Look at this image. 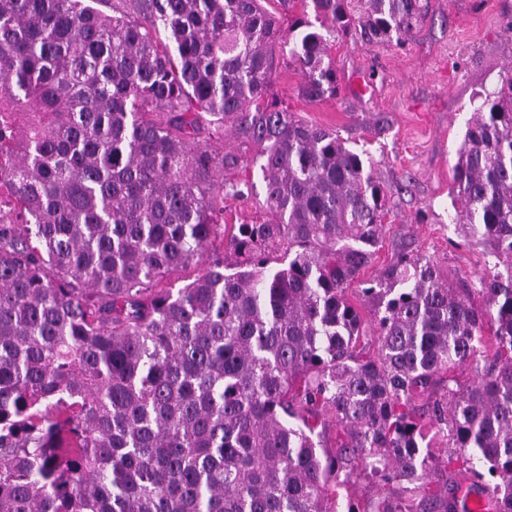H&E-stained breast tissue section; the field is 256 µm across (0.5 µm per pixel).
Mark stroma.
<instances>
[{
    "label": "stroma",
    "mask_w": 512,
    "mask_h": 512,
    "mask_svg": "<svg viewBox=\"0 0 512 512\" xmlns=\"http://www.w3.org/2000/svg\"><path fill=\"white\" fill-rule=\"evenodd\" d=\"M424 21L401 46L337 36L329 54L338 75L334 98L301 97L303 75L280 57L271 85L279 104L307 123L335 130L371 165L389 213L376 262L363 273L375 279L400 255L429 260L452 283L492 275L483 246L462 225L453 168L473 112L512 71V0H426ZM224 149L240 153L231 180L251 179L250 202L226 199L224 221L252 224L267 218L257 148L242 147L227 132Z\"/></svg>",
    "instance_id": "stroma-1"
}]
</instances>
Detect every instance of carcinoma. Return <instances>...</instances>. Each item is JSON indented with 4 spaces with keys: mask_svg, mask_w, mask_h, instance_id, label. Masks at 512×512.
I'll list each match as a JSON object with an SVG mask.
<instances>
[{
    "mask_svg": "<svg viewBox=\"0 0 512 512\" xmlns=\"http://www.w3.org/2000/svg\"><path fill=\"white\" fill-rule=\"evenodd\" d=\"M97 2L0 0V512H458L420 450L438 376L446 466L512 512V76L454 166L498 271L459 288L402 256L360 289L367 320L346 291L385 191L268 89L286 46L301 96H336L331 39L401 43L423 0H301L286 29L260 0ZM229 128L263 158L260 224L224 223L251 193ZM357 471L378 494L339 504ZM208 259L209 257L204 256L203 259L198 260L196 264H192L186 271L177 270L170 272L161 284L166 288H172L174 291L178 288H182L195 275L202 272V270L207 266Z\"/></svg>",
    "mask_w": 512,
    "mask_h": 512,
    "instance_id": "carcinoma-1",
    "label": "carcinoma"
}]
</instances>
